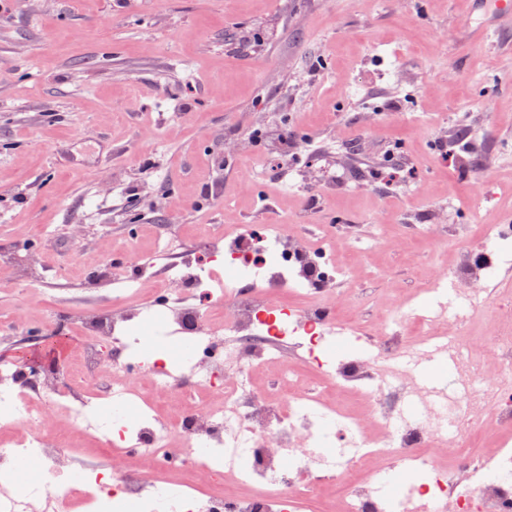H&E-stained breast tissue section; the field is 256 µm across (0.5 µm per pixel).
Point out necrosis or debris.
Returning <instances> with one entry per match:
<instances>
[{
  "label": "necrosis or debris",
  "mask_w": 512,
  "mask_h": 512,
  "mask_svg": "<svg viewBox=\"0 0 512 512\" xmlns=\"http://www.w3.org/2000/svg\"><path fill=\"white\" fill-rule=\"evenodd\" d=\"M254 235L271 245L255 253L249 235L217 231L205 255L175 264L154 289L140 275L114 270L124 295L142 306L112 317L83 314L79 334L99 375L87 383L83 369L64 363L66 379L28 394L26 376L0 364V475L37 459L46 486L22 487L0 498V512H28L42 500L46 512H309L319 490L342 483L341 512H423L440 502L443 512H512V284L497 280L501 248L512 226L487 224L479 238L459 248L453 267L438 270L434 287L450 289L458 312L426 317L412 302L398 300L367 336L378 356L396 360L418 328L424 340L451 334L463 346L471 323L491 314L489 345L458 360L456 376L471 386L464 412L447 430L432 415L401 418L405 383L387 385L361 358L337 365L314 360L322 386L294 385V372L281 351L289 333L317 344L336 321V290L349 272L343 261L290 237L285 225L263 224ZM225 253L240 264L244 279L232 288L207 287L213 262ZM196 293L179 303L183 287ZM305 298L291 327L268 314L284 295ZM161 318L192 348L181 371L156 359L144 360L132 324L141 313ZM276 364L271 387L259 391L253 370ZM359 392L367 417L333 406L324 388ZM65 413L70 429L95 436L112 450L111 465L73 459L65 439L48 424L49 412ZM494 429L493 452L476 454L473 437ZM440 448L450 466L436 465L427 448ZM379 474L399 467L426 471L430 480L412 485L408 496L389 502L374 482L358 481L369 460ZM253 488L250 496L216 494L225 480Z\"/></svg>",
  "instance_id": "necrosis-or-debris-1"
}]
</instances>
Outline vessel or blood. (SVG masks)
Here are the masks:
<instances>
[{"mask_svg":"<svg viewBox=\"0 0 512 512\" xmlns=\"http://www.w3.org/2000/svg\"><path fill=\"white\" fill-rule=\"evenodd\" d=\"M468 37L478 42L488 29L512 22V0H469ZM458 353L448 337L435 339L431 344L407 351L395 364L393 372L404 378L410 390L401 412L416 415L422 406H429L437 415L458 412L469 393L468 385L455 381Z\"/></svg>","mask_w":512,"mask_h":512,"instance_id":"obj_1","label":"vessel or blood"}]
</instances>
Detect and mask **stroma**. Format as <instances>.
Here are the masks:
<instances>
[{
    "label": "stroma",
    "mask_w": 512,
    "mask_h": 512,
    "mask_svg": "<svg viewBox=\"0 0 512 512\" xmlns=\"http://www.w3.org/2000/svg\"><path fill=\"white\" fill-rule=\"evenodd\" d=\"M464 0H6L0 7V360L72 312L124 306L112 266L163 237L202 253L210 229L336 221L381 238L338 293L363 319L424 294L457 245L414 232L512 221V26L463 39ZM264 61L235 54L244 29ZM316 68L305 85L285 72ZM359 85L363 100L346 94ZM401 105L382 111L384 98ZM482 128L464 161L437 139ZM271 138L265 155L252 126ZM300 138L280 168L276 133ZM399 144L407 169L390 178ZM214 199L197 209L204 186Z\"/></svg>",
    "instance_id": "obj_1"
}]
</instances>
